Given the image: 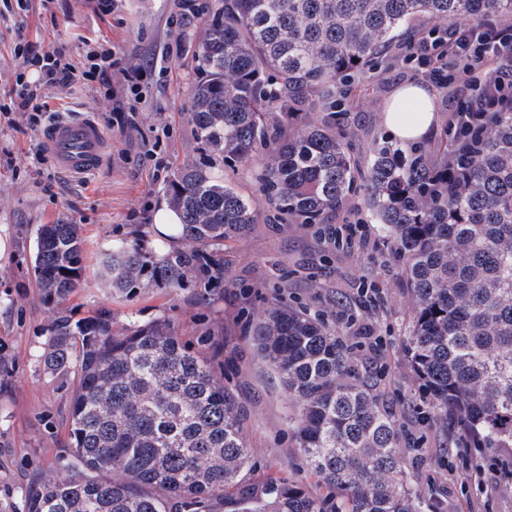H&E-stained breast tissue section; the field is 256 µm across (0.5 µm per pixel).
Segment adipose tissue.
Here are the masks:
<instances>
[{"label":"adipose tissue","instance_id":"obj_1","mask_svg":"<svg viewBox=\"0 0 512 512\" xmlns=\"http://www.w3.org/2000/svg\"><path fill=\"white\" fill-rule=\"evenodd\" d=\"M382 119L393 138L409 144L428 137L438 116L429 91L423 85L411 82L393 91L383 106Z\"/></svg>","mask_w":512,"mask_h":512}]
</instances>
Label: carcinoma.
Segmentation results:
<instances>
[{"instance_id":"cac0c4a2","label":"carcinoma","mask_w":512,"mask_h":512,"mask_svg":"<svg viewBox=\"0 0 512 512\" xmlns=\"http://www.w3.org/2000/svg\"><path fill=\"white\" fill-rule=\"evenodd\" d=\"M198 45L189 118L207 162L166 187L182 216L178 245L158 256L121 241L99 264L112 290L192 285L196 303L225 298L224 243L262 221L327 224L356 190L336 113L294 115L374 60L414 18L512 17V0H214ZM441 166L385 145L366 191L404 259L414 315L404 354L464 448L495 465L512 457V110L478 130L449 123ZM258 162L270 213L224 185L219 167ZM81 227L38 228L31 271L47 314L44 364L73 374L71 461L27 489V512H420L406 481L400 425L356 376L352 352L304 311L267 302L245 321L257 354L298 402L297 451L327 489L252 477L243 398L224 383V327L187 330L161 315L114 328L97 310L75 320L83 287Z\"/></svg>"}]
</instances>
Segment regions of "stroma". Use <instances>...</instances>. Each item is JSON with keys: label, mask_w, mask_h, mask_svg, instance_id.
<instances>
[{"label": "stroma", "mask_w": 512, "mask_h": 512, "mask_svg": "<svg viewBox=\"0 0 512 512\" xmlns=\"http://www.w3.org/2000/svg\"><path fill=\"white\" fill-rule=\"evenodd\" d=\"M27 0L26 36L40 50L68 46L80 57L85 43L109 41L117 54H135L152 62L143 76L145 112L139 129H125L111 120L102 86H79L58 95L46 88L50 120L85 114L93 101L112 141V153L98 173L76 178L51 161L34 162L35 133L0 125V236L9 250L0 255V512H27L26 489L36 474L60 470L70 461L67 442L70 377L50 373L43 354L47 318L27 273L38 225L67 220L81 225L86 282L71 298L76 316L94 309L111 310L118 323L144 324L169 315L190 325L201 315L224 322L228 346L235 351L225 381L236 385L250 412L246 441L252 450V475L257 479L289 477L311 494L322 487L297 452L288 426L294 403L277 376L255 353L249 337L237 326L240 311L260 317L265 299L284 288L285 304L321 316L337 336L346 329L342 315L357 313L361 288L379 286L381 302L374 316L376 348L352 344L355 368L384 404L394 407L403 424L401 446L408 460V481L421 499V512H512V496L502 494L492 471L474 478L475 464L459 448L456 433L425 398L403 353L413 317L403 262L357 188L336 224H360L352 241L334 246L308 227L258 224L247 236L224 249V269L247 294L228 304L203 307L187 294L158 291L127 300L106 287L98 275L102 252L122 240L141 237L154 244V211L165 202V186L182 163L198 160L200 152L189 121L192 87L199 74L194 52L204 33L203 19L181 24L180 0ZM432 22L412 21L404 34L377 59L338 87V131L360 169H367L374 147L390 143L382 107L398 84H427L434 96L439 122L432 135L404 145L406 154L422 152L439 159V145L454 112L473 94V78L460 77L459 62L447 57L441 84L427 82L408 57L411 41L428 35ZM185 39L179 51H160L177 32Z\"/></svg>", "instance_id": "stroma-1"}]
</instances>
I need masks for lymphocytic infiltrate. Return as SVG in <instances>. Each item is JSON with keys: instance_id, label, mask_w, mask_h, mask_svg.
Instances as JSON below:
<instances>
[{"instance_id": "obj_1", "label": "lymphocytic infiltrate", "mask_w": 512, "mask_h": 512, "mask_svg": "<svg viewBox=\"0 0 512 512\" xmlns=\"http://www.w3.org/2000/svg\"><path fill=\"white\" fill-rule=\"evenodd\" d=\"M411 48L419 66L436 82L444 78L442 62L449 54L464 57L466 71L482 68L494 74V81L474 89L469 107L472 120L500 106L501 92L512 89V22L492 16L478 29L464 23L438 26ZM12 51L23 68L11 70L7 102L0 110L20 116L27 129L38 131L50 110L42 87L64 89L79 82L103 86L122 122L135 124V116L127 112V100L139 95L143 68L134 59L118 57L111 48L98 44L85 48L84 61L78 66L64 47L39 52L20 30L15 33Z\"/></svg>"}]
</instances>
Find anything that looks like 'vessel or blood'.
I'll return each mask as SVG.
<instances>
[{
  "label": "vessel or blood",
  "mask_w": 512,
  "mask_h": 512,
  "mask_svg": "<svg viewBox=\"0 0 512 512\" xmlns=\"http://www.w3.org/2000/svg\"><path fill=\"white\" fill-rule=\"evenodd\" d=\"M39 142L59 171L77 178L101 169L112 150L103 127L90 114L49 123Z\"/></svg>",
  "instance_id": "b4317fda"
}]
</instances>
